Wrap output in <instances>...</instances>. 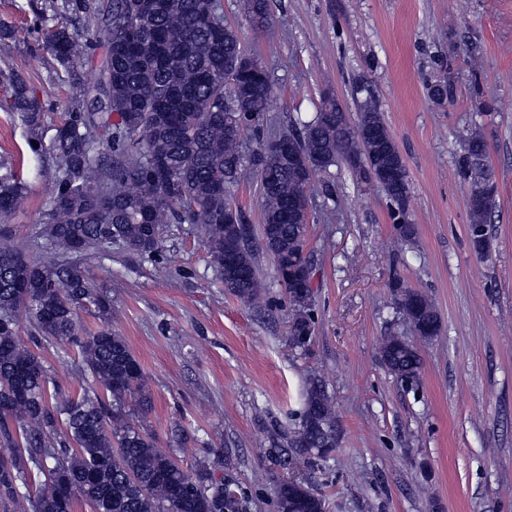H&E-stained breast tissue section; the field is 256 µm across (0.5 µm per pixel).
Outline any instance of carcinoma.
<instances>
[{"label":"carcinoma","mask_w":512,"mask_h":512,"mask_svg":"<svg viewBox=\"0 0 512 512\" xmlns=\"http://www.w3.org/2000/svg\"><path fill=\"white\" fill-rule=\"evenodd\" d=\"M242 9L258 30L272 21L270 0H242ZM58 14L76 26L48 25ZM34 29L76 97L46 148L29 83L0 71L29 146L47 151L55 164L49 220L34 236L50 257L32 260L11 244L7 224L26 195L23 158L0 162V506L19 503L22 490L35 485L31 512H75L82 502L93 512H243L242 496L214 479L208 461L186 464L160 450L152 434L118 411L127 393L144 388V372L125 338L112 331L109 301L80 264L112 254L114 245L156 256L166 225L192 224L224 288L251 302L263 288L260 249L273 260L293 312L291 341L301 347L313 323L306 199L315 176L339 163L365 183L380 167L397 170L380 187L394 205L399 236L410 238L415 225L404 214L410 192L404 159L370 96L354 124L327 96L310 120L286 134L288 152L247 153L245 131L272 121V79L259 62L253 69L240 64L245 53L224 23L223 0H45ZM481 155H489V146L475 125L462 156L465 171L476 175L472 197L482 192ZM248 170L257 175L263 213L257 239L232 199ZM491 210L469 208L479 254ZM393 285L397 313L420 340H431L422 326L441 328L431 299L399 280ZM87 305L103 325L85 334L78 312ZM21 310L38 335L78 351L97 388L75 395L50 390L44 361L19 339ZM380 357L404 384L419 376L422 356L403 336L385 337ZM289 447L310 462L336 448V407L316 377L306 382ZM276 512H325V502L301 481L284 480Z\"/></svg>","instance_id":"carcinoma-1"}]
</instances>
